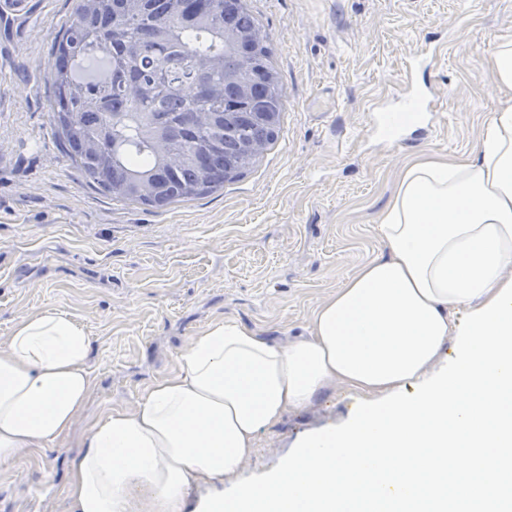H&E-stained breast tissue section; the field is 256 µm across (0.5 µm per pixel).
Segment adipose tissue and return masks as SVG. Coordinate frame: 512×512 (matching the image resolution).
I'll return each instance as SVG.
<instances>
[{"label": "adipose tissue", "mask_w": 512, "mask_h": 512, "mask_svg": "<svg viewBox=\"0 0 512 512\" xmlns=\"http://www.w3.org/2000/svg\"><path fill=\"white\" fill-rule=\"evenodd\" d=\"M488 65L503 96L471 156L416 159L377 227L382 252L281 346L232 319L192 337L173 371L89 428L71 512H501L512 485V39ZM91 341L46 309L0 342V462L48 448L90 399ZM338 384L361 396L259 478L258 438ZM235 477L186 510L190 490Z\"/></svg>", "instance_id": "adipose-tissue-1"}]
</instances>
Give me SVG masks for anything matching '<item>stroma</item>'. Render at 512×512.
Returning a JSON list of instances; mask_svg holds the SVG:
<instances>
[{"instance_id": "obj_1", "label": "stroma", "mask_w": 512, "mask_h": 512, "mask_svg": "<svg viewBox=\"0 0 512 512\" xmlns=\"http://www.w3.org/2000/svg\"><path fill=\"white\" fill-rule=\"evenodd\" d=\"M267 34L285 101L277 140L223 190L151 211L90 184L49 123L47 61L76 0H0V341L55 309L91 338L95 386L71 431L0 462V512H71L70 464L90 424L134 409L204 326L230 318L267 341L308 335L315 307L379 254L377 226L403 169L459 158L500 92L488 52L512 37V0H246ZM441 126L393 147L368 107L390 106L423 46ZM338 385L264 432L243 473L275 468L307 434L357 407Z\"/></svg>"}]
</instances>
